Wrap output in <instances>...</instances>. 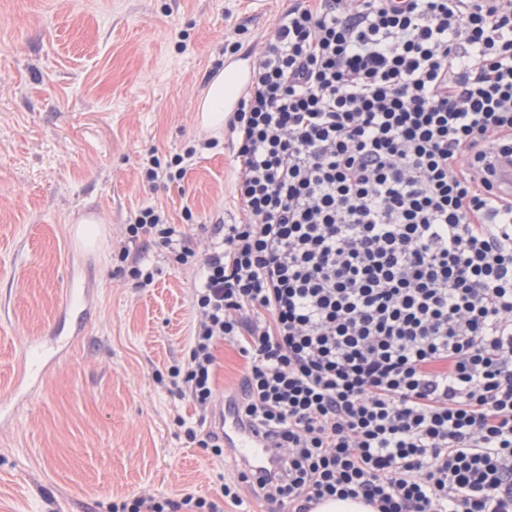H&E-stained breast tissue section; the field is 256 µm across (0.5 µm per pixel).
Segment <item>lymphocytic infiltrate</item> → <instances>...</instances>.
Wrapping results in <instances>:
<instances>
[{"mask_svg":"<svg viewBox=\"0 0 512 512\" xmlns=\"http://www.w3.org/2000/svg\"><path fill=\"white\" fill-rule=\"evenodd\" d=\"M243 215L205 250L155 205L126 227L196 270L193 330L169 391L275 450L255 497L314 512H512V0H310L254 53L227 118ZM149 156L182 181L198 154ZM246 360L215 403V350ZM107 512H221L142 493ZM374 508L364 503L361 498H330L321 502L314 512H373Z\"/></svg>","mask_w":512,"mask_h":512,"instance_id":"f902f5d3","label":"lymphocytic infiltrate"}]
</instances>
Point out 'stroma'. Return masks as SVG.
Returning <instances> with one entry per match:
<instances>
[{"label":"stroma","mask_w":512,"mask_h":512,"mask_svg":"<svg viewBox=\"0 0 512 512\" xmlns=\"http://www.w3.org/2000/svg\"><path fill=\"white\" fill-rule=\"evenodd\" d=\"M296 0H0V400L20 352L59 321L71 274L93 293L68 356L0 420V512H106L150 492L216 500L233 457L187 442L194 404L163 379L193 321L192 268L152 247L146 288L115 274L138 209L174 223L242 218L232 154L196 159L183 181L148 185L141 164L201 139L197 107L228 49L248 57ZM95 216V244L77 235Z\"/></svg>","instance_id":"35a3bbf8"}]
</instances>
